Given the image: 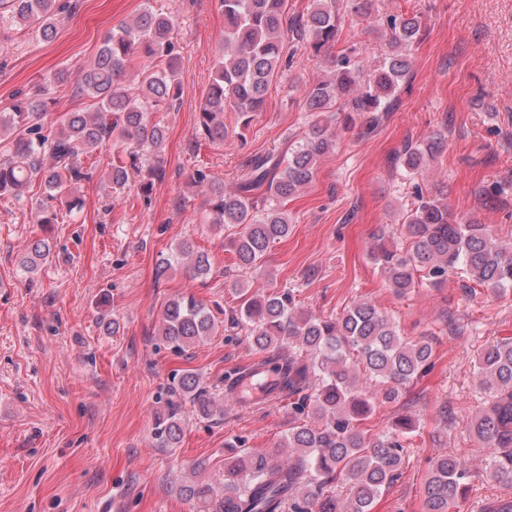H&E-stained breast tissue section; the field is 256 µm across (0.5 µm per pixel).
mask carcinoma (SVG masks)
I'll return each mask as SVG.
<instances>
[{"mask_svg":"<svg viewBox=\"0 0 512 512\" xmlns=\"http://www.w3.org/2000/svg\"><path fill=\"white\" fill-rule=\"evenodd\" d=\"M224 40L207 95L198 112L197 131L203 138L224 142V113H238L246 129L264 111L266 94L283 66L285 34H295L312 55H331L330 76L306 87L308 112H387L409 73L403 53L420 30L419 16L391 15L392 50L381 63L368 64L354 50H331L338 36L336 0H314L306 14L288 19L286 0H221ZM69 5L60 0H0L23 25H38L46 40L56 33L60 15ZM174 24L171 16L151 7L109 34L94 60L80 72L75 94L96 101L91 112H66L57 128L47 133L37 122L46 111L43 100L15 101L0 112V195L21 202L32 183L45 186L50 198L68 200L75 185L88 178L82 155L99 150L118 136L124 157L112 162L107 187L113 191L129 182V170L146 168L143 192L164 173L163 127L148 113L172 108L180 99ZM152 67L126 84L134 61ZM336 135L319 122L296 141L283 159L252 157L236 185L196 174L193 183L208 197L205 221L239 228L229 245L238 265L258 271L271 244L291 230L285 203L314 180L318 163L334 151ZM442 148V140L408 145L402 161L420 174L427 158ZM262 192L257 197L255 192ZM405 229L412 240L403 251L385 234L374 237L370 256L394 293L415 287V275L425 273L432 283L448 272L465 271L489 288L512 286V252L500 245L491 228L476 220L455 218L448 204L422 199L407 214ZM50 257L46 239L34 241L20 260L24 271H35ZM176 259L201 278L209 274L208 254L193 242L182 241ZM241 303L229 323L250 332L258 352L288 348V358L271 356L251 384L270 391L280 388L292 402L294 417L270 455L238 444L224 452L222 479L191 476L180 494L195 503L197 512H372L382 492L399 476L406 452L402 440L413 432L411 419L402 417L392 431L372 436L363 427L380 404L397 401L432 364V342L421 336L409 340L395 322L368 299H359L339 317L322 319L298 306L292 291L257 294L239 291ZM219 330V319L192 296L167 302L158 335L182 351ZM478 384L489 401L475 416L471 434L479 447L490 450L492 476L512 482V337H501L478 353ZM171 393L188 398L199 414H223L220 400L202 387L199 376L186 371L175 378ZM179 404L167 402L154 424L160 448H176L183 429ZM472 474L455 455L432 459L424 484L425 512H456L470 489Z\"/></svg>","mask_w":512,"mask_h":512,"instance_id":"carcinoma-1","label":"carcinoma"}]
</instances>
